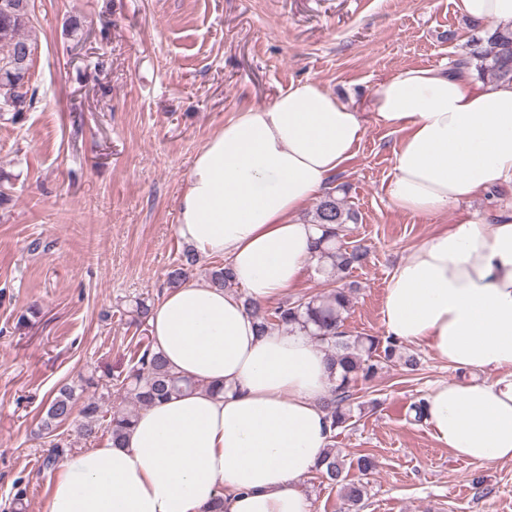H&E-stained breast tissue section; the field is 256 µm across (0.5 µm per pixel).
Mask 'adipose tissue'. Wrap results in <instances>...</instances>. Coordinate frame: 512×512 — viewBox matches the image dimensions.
I'll return each mask as SVG.
<instances>
[{
    "instance_id": "obj_1",
    "label": "adipose tissue",
    "mask_w": 512,
    "mask_h": 512,
    "mask_svg": "<svg viewBox=\"0 0 512 512\" xmlns=\"http://www.w3.org/2000/svg\"><path fill=\"white\" fill-rule=\"evenodd\" d=\"M454 5L487 30L512 27V0ZM369 109L400 136L391 204L458 213L394 267L385 332L469 374L426 395L433 437L473 463L512 460V207L463 208L512 186V84L409 67L377 86ZM363 133L362 112L309 80L238 112L197 152L177 233L198 255L224 257L237 287L167 290L148 325L153 349L202 387L141 410L121 444L65 457L47 512H206L219 497L224 512H309L303 482L330 444L322 401L335 376L322 344L297 328L260 334L248 307L277 302L316 264L323 230L300 214Z\"/></svg>"
}]
</instances>
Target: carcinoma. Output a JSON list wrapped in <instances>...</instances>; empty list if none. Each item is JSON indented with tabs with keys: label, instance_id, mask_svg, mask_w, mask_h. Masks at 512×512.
<instances>
[{
	"label": "carcinoma",
	"instance_id": "cac0c4a2",
	"mask_svg": "<svg viewBox=\"0 0 512 512\" xmlns=\"http://www.w3.org/2000/svg\"><path fill=\"white\" fill-rule=\"evenodd\" d=\"M32 23L31 0H0V112L9 114L13 122L22 114V110L13 104L26 96L31 105L36 97V89L30 87L26 80L32 63V59L26 58V53L34 50V42L29 35ZM456 66L473 68L479 76L493 82H512V30L497 29L484 37L472 38L463 46ZM356 220L357 214L339 202L333 192L323 195L315 205L313 222L326 228L325 236L319 241L317 272L326 276L325 284L330 286V290L309 299L286 301L271 310L250 306L260 333L283 326H297L326 345L331 368L341 370L330 397L323 402L334 430L352 418V388L358 380L370 381L379 370L396 361L403 362L411 372L418 366L414 357L402 355L398 342L390 337L381 340L375 336H352L343 330L345 314L352 305V287L341 283L343 274L363 266L370 253L369 247L363 244L345 246L338 241L343 226ZM198 263L197 253L192 249L185 250L180 263L167 274L168 288H178L186 283ZM207 276L208 284L215 288L235 285L233 273L224 263L209 269ZM152 310L153 305L146 301L136 302L131 310L130 324L138 328L148 325ZM94 385L95 379L90 376L77 388L61 387L41 419L40 431L50 436L71 419L78 418L79 435L85 438L95 435L96 430L104 425L106 399L103 395H84ZM201 387L202 383L173 372L161 354L148 344L137 349L120 381V391L127 407L111 411L104 426L113 442L119 443L140 410ZM356 467L361 478L352 480L345 473L342 451L330 448L316 470L320 483L340 487L343 512H360L367 494V483L362 481V477L372 474L376 464L371 456L361 455L356 460Z\"/></svg>",
	"mask_w": 512,
	"mask_h": 512
}]
</instances>
